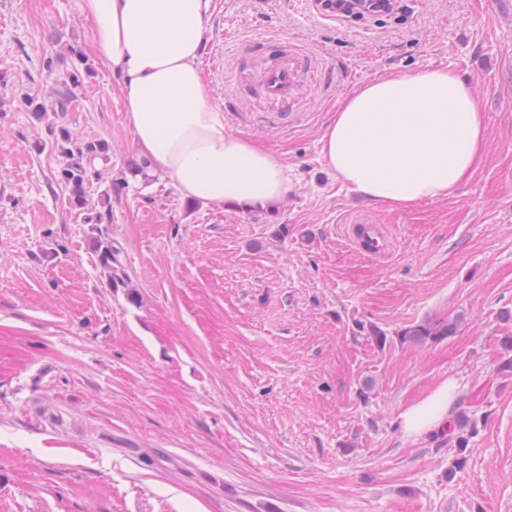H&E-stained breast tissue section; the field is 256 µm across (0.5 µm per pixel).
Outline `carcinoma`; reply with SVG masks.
Segmentation results:
<instances>
[{
  "mask_svg": "<svg viewBox=\"0 0 512 512\" xmlns=\"http://www.w3.org/2000/svg\"><path fill=\"white\" fill-rule=\"evenodd\" d=\"M92 65L83 63V68L66 73L60 80V89L53 99L46 102L37 96H29L26 104L29 111L44 118L48 115L54 118L49 130L53 137L52 147L63 158V164L55 179L64 185L68 193L62 198L64 208L83 211L87 209L88 188L93 184V178L101 177L95 167L96 160L106 161L110 153L108 143L101 140H87L75 137L70 129L58 120L64 114L74 109L76 102L75 89L92 77ZM84 222L90 226L93 244L96 248L98 262L107 273L110 282H124L120 261V248L112 244V236L104 232L102 225L112 223V186H106L99 194L98 208L85 214ZM456 332L453 322H423L408 325L398 333L400 340L416 345L437 342ZM455 428L448 429L449 436L455 437L457 458L453 469H462L466 462L468 435L462 430L474 429L471 419L465 413L455 417Z\"/></svg>",
  "mask_w": 512,
  "mask_h": 512,
  "instance_id": "carcinoma-1",
  "label": "carcinoma"
}]
</instances>
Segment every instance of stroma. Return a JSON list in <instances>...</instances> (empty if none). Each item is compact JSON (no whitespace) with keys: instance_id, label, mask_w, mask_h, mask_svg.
I'll return each instance as SVG.
<instances>
[{"instance_id":"stroma-1","label":"stroma","mask_w":512,"mask_h":512,"mask_svg":"<svg viewBox=\"0 0 512 512\" xmlns=\"http://www.w3.org/2000/svg\"><path fill=\"white\" fill-rule=\"evenodd\" d=\"M91 41L79 0H0V512H512V0H400L360 19L211 0L201 66L227 131L287 166L272 208L133 173L119 80L94 63L64 122L111 147L118 287L25 105ZM276 59L300 71L283 102L258 87ZM436 67L482 103L480 166L444 199H366L321 154L328 121L365 81ZM360 221L385 228L388 255L355 246ZM424 321L457 329L399 341ZM449 380L476 423L458 472L454 441L401 421ZM455 331L456 324L453 322H423L408 325L401 329L397 335L400 336V340L403 342L425 345L451 336Z\"/></svg>"}]
</instances>
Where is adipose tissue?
Wrapping results in <instances>:
<instances>
[{"label": "adipose tissue", "instance_id": "adipose-tissue-1", "mask_svg": "<svg viewBox=\"0 0 512 512\" xmlns=\"http://www.w3.org/2000/svg\"><path fill=\"white\" fill-rule=\"evenodd\" d=\"M210 0H80L93 56L123 79L125 121L141 156L181 196L249 208L283 199L282 158L234 135L200 67ZM321 152L367 198L406 207L451 195L480 163L486 127L472 87L445 68L381 77L347 95ZM444 382L402 415L410 434L447 425L457 401Z\"/></svg>", "mask_w": 512, "mask_h": 512}]
</instances>
